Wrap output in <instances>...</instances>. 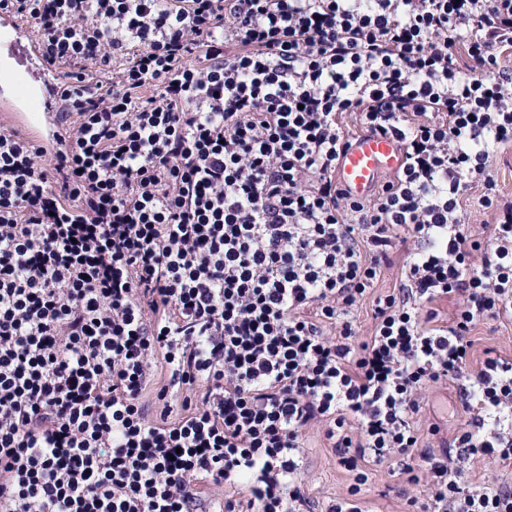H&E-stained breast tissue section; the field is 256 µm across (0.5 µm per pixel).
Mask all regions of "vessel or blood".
<instances>
[{"mask_svg": "<svg viewBox=\"0 0 512 512\" xmlns=\"http://www.w3.org/2000/svg\"><path fill=\"white\" fill-rule=\"evenodd\" d=\"M0 33L17 67L7 76L10 95L0 98V120L17 123L40 134L55 122L56 80L47 70L27 68V61H39L37 41L30 27L10 14L0 15ZM404 163L399 142L387 134L364 132L353 137L336 164L340 187L356 198L370 195L383 175L397 173Z\"/></svg>", "mask_w": 512, "mask_h": 512, "instance_id": "1", "label": "vessel or blood"}]
</instances>
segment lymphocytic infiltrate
<instances>
[{
    "mask_svg": "<svg viewBox=\"0 0 512 512\" xmlns=\"http://www.w3.org/2000/svg\"><path fill=\"white\" fill-rule=\"evenodd\" d=\"M59 75L49 142L0 125V512H512V0H0ZM354 113L401 144L376 200ZM490 210L483 240L462 203ZM401 288L371 295L384 268ZM370 300L373 326L351 318ZM466 420L423 445L424 394ZM422 487V495L411 487ZM356 116L349 112L343 115V125L350 136L363 133L353 137L340 154L336 164V181L351 196L364 198L375 190L383 175L386 177V174H395L400 170L404 153L399 142L390 135L364 132ZM378 188L373 196L367 198L368 201H374ZM493 166L499 189L504 194L512 195V149L501 152ZM471 336L475 340L474 360H481L487 348L495 349L502 357L512 360V318L481 322ZM305 448L306 486L315 501L326 502L348 482V476L336 465V457L322 436L308 434ZM397 478L393 477L390 472L385 468H377L370 475V481L367 485L368 495L371 497L379 498V494L382 492H389L390 497L387 498L389 504V510L393 512H404L406 505L404 502L397 497L398 485Z\"/></svg>",
    "mask_w": 512,
    "mask_h": 512,
    "instance_id": "obj_1",
    "label": "lymphocytic infiltrate"
}]
</instances>
